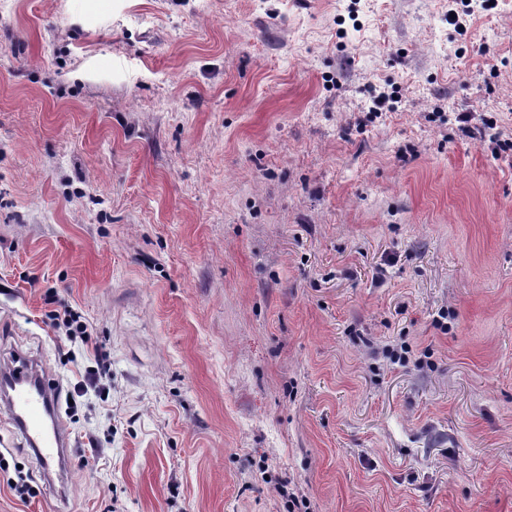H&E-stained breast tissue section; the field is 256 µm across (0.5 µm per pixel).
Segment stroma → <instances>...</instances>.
Returning <instances> with one entry per match:
<instances>
[{
  "label": "stroma",
  "instance_id": "obj_1",
  "mask_svg": "<svg viewBox=\"0 0 512 512\" xmlns=\"http://www.w3.org/2000/svg\"><path fill=\"white\" fill-rule=\"evenodd\" d=\"M462 9L0 0V372L88 387L48 477L0 403V512H512V0ZM80 316L70 309L68 306L63 305L62 311L57 310L50 314V319L54 322L55 326L61 328L63 326L66 331V336L69 338H81L82 341L88 340V327L80 320Z\"/></svg>",
  "mask_w": 512,
  "mask_h": 512
}]
</instances>
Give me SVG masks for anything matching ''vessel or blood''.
<instances>
[{
  "label": "vessel or blood",
  "mask_w": 512,
  "mask_h": 512,
  "mask_svg": "<svg viewBox=\"0 0 512 512\" xmlns=\"http://www.w3.org/2000/svg\"><path fill=\"white\" fill-rule=\"evenodd\" d=\"M13 388L5 402L11 422L41 461L44 470L66 462L69 433L58 419L48 377L31 380L28 364L12 368Z\"/></svg>",
  "instance_id": "obj_1"
}]
</instances>
